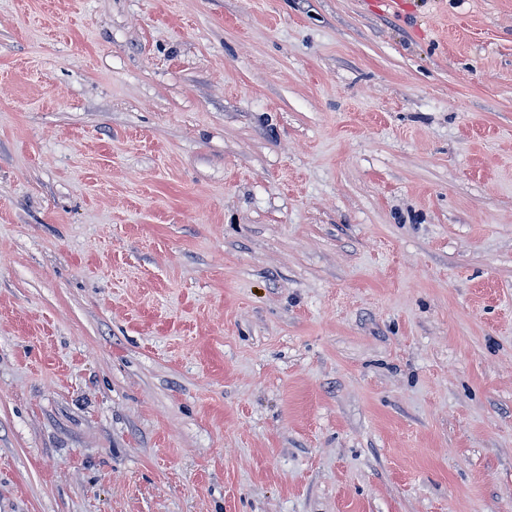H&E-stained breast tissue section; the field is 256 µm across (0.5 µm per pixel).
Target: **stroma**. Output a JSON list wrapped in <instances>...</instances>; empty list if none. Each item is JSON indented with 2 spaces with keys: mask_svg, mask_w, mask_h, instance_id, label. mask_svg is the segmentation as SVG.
Listing matches in <instances>:
<instances>
[{
  "mask_svg": "<svg viewBox=\"0 0 512 512\" xmlns=\"http://www.w3.org/2000/svg\"><path fill=\"white\" fill-rule=\"evenodd\" d=\"M0 512H512V0H0Z\"/></svg>",
  "mask_w": 512,
  "mask_h": 512,
  "instance_id": "stroma-1",
  "label": "stroma"
}]
</instances>
